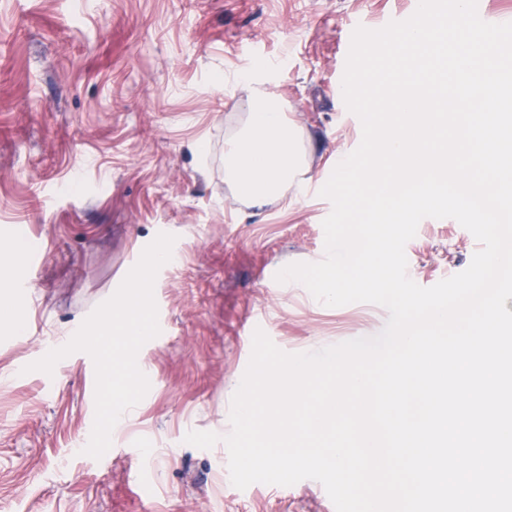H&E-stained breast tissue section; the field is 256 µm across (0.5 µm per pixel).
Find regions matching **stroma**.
<instances>
[{"instance_id":"stroma-1","label":"stroma","mask_w":512,"mask_h":512,"mask_svg":"<svg viewBox=\"0 0 512 512\" xmlns=\"http://www.w3.org/2000/svg\"><path fill=\"white\" fill-rule=\"evenodd\" d=\"M413 0H0V259L31 281L14 295L26 331L0 330V512H335L322 484L235 488L225 408L248 366L255 314L288 353L380 333L388 310L329 307L267 270L325 256L331 202L318 189L362 139L340 93L352 24L379 29ZM272 62L270 90L304 130L307 170L289 206L250 207L224 179V137L244 117L239 77ZM176 238L158 272L165 326L137 364L150 388L101 459L91 436L94 363L28 371L45 341L75 333L143 249ZM456 220L419 223L407 273L423 287L478 250Z\"/></svg>"}]
</instances>
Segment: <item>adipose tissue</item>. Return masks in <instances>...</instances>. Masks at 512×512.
<instances>
[{"label": "adipose tissue", "instance_id": "1", "mask_svg": "<svg viewBox=\"0 0 512 512\" xmlns=\"http://www.w3.org/2000/svg\"><path fill=\"white\" fill-rule=\"evenodd\" d=\"M242 127L224 138V175L248 203L263 206L288 198V186L307 167L304 131L284 110L281 97L257 86L254 74Z\"/></svg>", "mask_w": 512, "mask_h": 512}]
</instances>
